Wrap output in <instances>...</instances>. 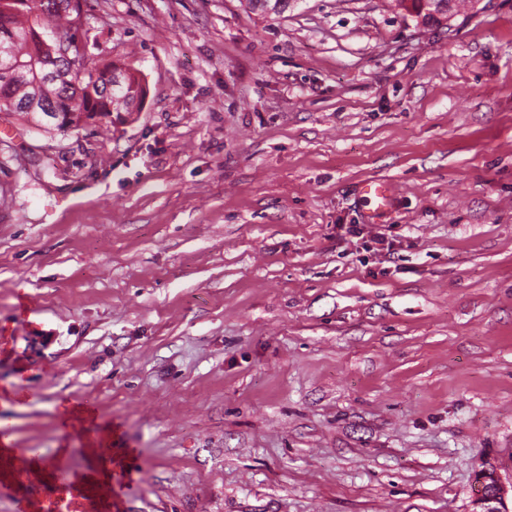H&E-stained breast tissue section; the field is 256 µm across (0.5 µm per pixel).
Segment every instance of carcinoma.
<instances>
[{
	"label": "carcinoma",
	"mask_w": 512,
	"mask_h": 512,
	"mask_svg": "<svg viewBox=\"0 0 512 512\" xmlns=\"http://www.w3.org/2000/svg\"><path fill=\"white\" fill-rule=\"evenodd\" d=\"M77 9L60 11L52 0H0V48L24 69L25 75L0 73V110L15 104L13 113L30 116L32 111L20 107L33 94L53 106L68 120L69 130L79 131L94 125L97 117L129 112L128 101H145L147 86L138 70L125 62L107 61L91 55L89 74L78 84L69 81L32 86V67L54 62L53 48L59 40L72 43L90 40L88 23L77 22ZM121 76L120 86L112 87V75Z\"/></svg>",
	"instance_id": "cac0c4a2"
}]
</instances>
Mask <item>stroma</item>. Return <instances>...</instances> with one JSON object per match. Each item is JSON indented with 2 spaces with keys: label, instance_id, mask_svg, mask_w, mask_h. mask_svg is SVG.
Wrapping results in <instances>:
<instances>
[{
  "label": "stroma",
  "instance_id": "obj_1",
  "mask_svg": "<svg viewBox=\"0 0 512 512\" xmlns=\"http://www.w3.org/2000/svg\"><path fill=\"white\" fill-rule=\"evenodd\" d=\"M141 112L0 113V422L103 512H469L512 481V0H87ZM31 162L19 169L15 154ZM396 198L365 222L359 185ZM510 507L508 506V489L502 482L497 468L493 465L478 471L475 477V495L471 501L470 512H511L512 482L510 486Z\"/></svg>",
  "mask_w": 512,
  "mask_h": 512
}]
</instances>
